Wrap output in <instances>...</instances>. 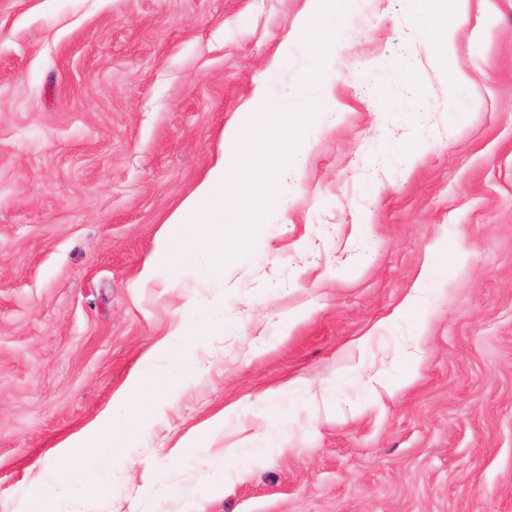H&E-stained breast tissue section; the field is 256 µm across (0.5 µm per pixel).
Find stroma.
I'll list each match as a JSON object with an SVG mask.
<instances>
[{
    "label": "stroma",
    "mask_w": 512,
    "mask_h": 512,
    "mask_svg": "<svg viewBox=\"0 0 512 512\" xmlns=\"http://www.w3.org/2000/svg\"><path fill=\"white\" fill-rule=\"evenodd\" d=\"M495 2L484 39L454 37L458 113L407 0H347L309 149L206 288L141 274L256 84L284 98L313 69L308 0H0V512H35L49 449L215 298L204 370L151 405L130 466L97 460L101 491L60 490L54 512H512V0ZM427 265V303L404 308Z\"/></svg>",
    "instance_id": "35a3bbf8"
}]
</instances>
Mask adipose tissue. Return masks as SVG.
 <instances>
[{"instance_id":"obj_1","label":"adipose tissue","mask_w":512,"mask_h":512,"mask_svg":"<svg viewBox=\"0 0 512 512\" xmlns=\"http://www.w3.org/2000/svg\"><path fill=\"white\" fill-rule=\"evenodd\" d=\"M468 2L410 0L413 17L415 21L424 22L423 33L434 41L437 58L446 68L448 85L452 88L465 80L464 74L453 63L452 47L456 32L468 21ZM199 314L196 308L189 311L181 332L182 344L179 349L170 351V367L164 375L155 373L158 348H151L141 356L128 385L115 397L116 404L124 409L122 418L103 413L80 434L57 445L49 465L58 482L75 479L73 465L77 459H88L103 452L108 453L116 463L125 459L127 442L142 418L146 400L171 397L181 375L196 371L191 348L206 331Z\"/></svg>"}]
</instances>
